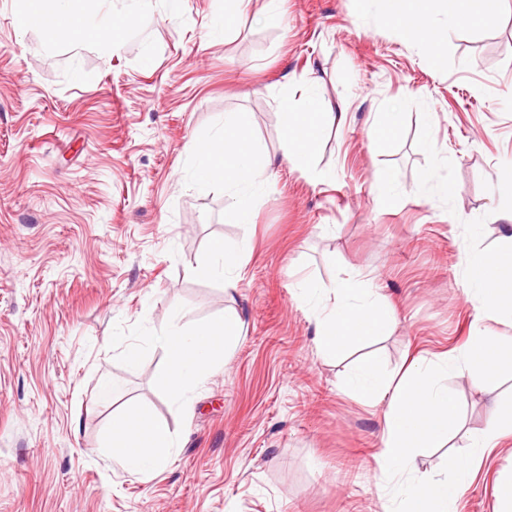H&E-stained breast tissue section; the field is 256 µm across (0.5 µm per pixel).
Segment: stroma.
Masks as SVG:
<instances>
[{
    "instance_id": "stroma-1",
    "label": "stroma",
    "mask_w": 512,
    "mask_h": 512,
    "mask_svg": "<svg viewBox=\"0 0 512 512\" xmlns=\"http://www.w3.org/2000/svg\"><path fill=\"white\" fill-rule=\"evenodd\" d=\"M263 2L212 40L224 0H153L140 14L132 0H81L99 23L135 13L110 46L19 29L20 0H0V512H390L378 493L387 404H362L344 379L368 355L393 371L469 340L462 224L485 217L484 244L505 241L512 0L486 25L432 15L437 53L376 0H281L270 16ZM313 78L347 119L325 131L311 174L281 162L280 101L303 107ZM393 109L402 125L373 144L376 113ZM236 112L272 161L248 224L227 212L223 185L193 177L191 139ZM429 171L453 196L419 192ZM215 238L249 249L229 294L188 273ZM298 274L366 280L393 329L323 358ZM228 311L244 329L223 368L181 399L158 388L166 358L148 336L174 316L189 328ZM104 375L118 385L108 403L95 399ZM448 385L462 422L450 448L420 453L432 477L512 392V379L489 393L465 377ZM132 404L177 440L149 474L103 452L113 411ZM509 473L512 433L475 462L458 512H493Z\"/></svg>"
}]
</instances>
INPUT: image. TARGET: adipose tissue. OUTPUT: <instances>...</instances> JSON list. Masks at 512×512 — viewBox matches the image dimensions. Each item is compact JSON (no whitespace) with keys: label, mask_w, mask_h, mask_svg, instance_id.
<instances>
[{"label":"adipose tissue","mask_w":512,"mask_h":512,"mask_svg":"<svg viewBox=\"0 0 512 512\" xmlns=\"http://www.w3.org/2000/svg\"><path fill=\"white\" fill-rule=\"evenodd\" d=\"M382 12L401 24L406 38L419 33L429 35L431 46H438L437 32L430 21L429 0H377ZM46 18L42 30L47 37L65 33L79 41L114 43L119 30L128 23L120 18L108 25L92 21L76 10L71 0H22L17 17L20 28L33 27L36 19ZM284 129L282 158L292 169L315 171L316 155L324 130L335 122H344L345 113L328 112L318 89H310L303 111H296L289 99L280 102ZM250 119L242 113L225 116L211 135L192 142L197 160L196 179L204 186L223 182L230 189L228 212L240 224L252 221L254 199L267 187L257 157L259 148L247 135ZM247 249L226 245L214 239L209 257L190 268L191 276L219 278L228 292L236 291ZM296 287L309 307L315 324L318 351L333 357L351 345L367 343L386 335L391 316L386 304L367 288L365 281L349 277L332 285L302 279ZM243 321L237 313L183 329L177 324L153 332L149 343L164 351L165 366L156 374V384L173 397L219 371L226 352L242 336ZM176 444L169 426L143 405H130L114 411L109 444L105 451L113 462L135 473H150L161 468Z\"/></svg>","instance_id":"ef3b65f1"}]
</instances>
